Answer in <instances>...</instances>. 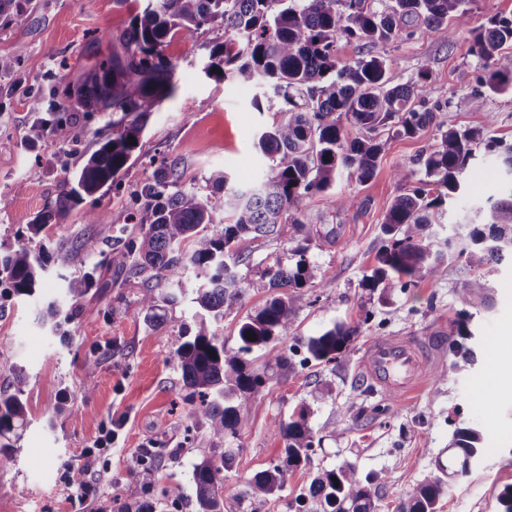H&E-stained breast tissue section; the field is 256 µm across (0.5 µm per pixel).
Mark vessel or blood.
<instances>
[{
    "label": "vessel or blood",
    "instance_id": "1",
    "mask_svg": "<svg viewBox=\"0 0 512 512\" xmlns=\"http://www.w3.org/2000/svg\"><path fill=\"white\" fill-rule=\"evenodd\" d=\"M429 360V349L419 338L381 337L363 355L359 371L384 394L401 399L420 390Z\"/></svg>",
    "mask_w": 512,
    "mask_h": 512
}]
</instances>
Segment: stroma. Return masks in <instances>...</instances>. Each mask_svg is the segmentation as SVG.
Here are the masks:
<instances>
[{
    "label": "stroma",
    "mask_w": 512,
    "mask_h": 512,
    "mask_svg": "<svg viewBox=\"0 0 512 512\" xmlns=\"http://www.w3.org/2000/svg\"><path fill=\"white\" fill-rule=\"evenodd\" d=\"M144 4L94 0L84 9L79 0H33L25 16L0 31V55L25 49L18 73L0 85V248L18 246L19 231L63 191L69 174L96 150L95 129L112 118L108 112L97 114L80 145L55 138L31 145L26 134L35 118L29 108L32 92L40 88L61 94L79 86L111 53L109 33L123 29ZM216 35L206 29L198 40L178 35L164 46V55L176 65L175 91L149 115L120 190L99 197L108 223H85L78 208L66 223L47 224L44 244L88 237L123 252L142 230L130 219L133 192L165 161H178L189 188L204 187L216 168L224 169L237 189L250 188L269 174L271 163L255 140L281 114L268 101L270 89L242 87L203 72L202 44ZM470 46L464 31L450 39L417 30L390 44L394 83L429 74L423 99L435 113L434 125L413 138L384 133L386 150L369 182L356 183L343 171L331 188L305 199L298 219L311 232L308 304L297 315L293 336L274 348L290 353L300 340L336 321L355 325L357 333L332 363L312 361L286 371L267 367L264 352H255L254 366L264 385L235 441L241 465L224 473L225 512H235L246 479L280 456L277 422L302 411L314 434L312 464L287 472L282 490L259 512H292L297 499L307 495L316 469L346 463L361 476L378 479L376 512H396L416 483L434 471L436 460L447 458L453 433L462 427L480 433L483 449L468 474L448 483L439 512H499L498 495L512 484V256L490 265L488 305L466 295L473 273L461 259L444 263L436 277L421 279L408 290L365 285L384 243V215L404 191L394 177L396 166L428 150L442 129L483 127L492 139L512 145V95L489 97L481 111L468 105L481 73ZM462 182L463 196L436 216L439 238H467L475 209L499 197L503 181L497 152L477 147ZM19 183L24 186L20 192L15 189ZM342 192L353 199L345 209L335 205ZM296 244L289 223L281 225L279 237L249 244L237 267L246 291L243 306L217 326L227 349H236L243 317L273 295L263 286L262 271L286 260ZM88 267L95 270L97 286L83 301L85 314L61 334L38 319L49 301L65 299L56 267L48 268L33 296L0 290V389L9 388L14 369H23L29 378L28 423L19 431L17 461L0 470V512H112L118 489L128 503L149 504L153 512H196L192 467L207 447L204 439L186 437L194 406L185 398L175 350L181 326L194 322L197 281L186 275L183 296L165 308V323L153 329L139 311L142 278L126 267L100 265L98 256L77 254L73 270ZM462 312L470 316V335L462 340L473 351L469 358L448 350V335ZM388 336L438 342L431 377L412 397H388L358 373L370 344ZM88 357L99 360L90 378L83 371ZM89 381L95 391L88 398L84 386ZM107 433L110 451L86 458V449ZM156 442L177 449V457L130 471L131 458ZM93 480L99 487L90 502L71 499L69 483Z\"/></svg>",
    "instance_id": "obj_1"
}]
</instances>
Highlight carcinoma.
<instances>
[{
  "mask_svg": "<svg viewBox=\"0 0 512 512\" xmlns=\"http://www.w3.org/2000/svg\"><path fill=\"white\" fill-rule=\"evenodd\" d=\"M31 3L0 0V31L25 15ZM467 4L468 0H147L142 12L112 36V53L74 90L71 105L40 91L30 98L31 110L39 114L28 129L31 144L55 136L78 145L95 113L112 110L122 117L96 131L98 149L77 169L70 188L26 225L21 237L27 243L0 255V285H8L16 295L32 294L49 264L67 268L73 262L70 247L63 243L52 250L41 242L36 249L30 247L47 221L62 223L87 201L85 223H107V214L96 205L97 194L120 187L119 176L131 166L135 149L129 139H139L154 106L174 92L176 65L163 56L162 48L176 34L193 39L205 26L223 31L222 40L209 49L207 75L247 87L265 81L285 114L258 138L261 153L272 165L254 188H229L222 170L210 173L204 191L185 188L174 160L133 192L137 209L131 220L144 230L127 243L125 252L114 255L97 250L93 242L84 243L88 253L101 256V262L127 264L134 274L144 276L138 303L152 328L163 324L158 310L176 301L184 275L191 271L200 279L194 328L179 332L182 342L176 349L183 389L187 397L199 398L195 422L218 453L193 465L198 512H224L223 471L240 463L239 449L224 447V440L237 435L264 385L249 355L264 350L267 363L292 367L290 357L269 346L291 335L306 303L307 247L299 244L293 249L299 256L294 265L278 263L265 269L266 286L278 294L240 324L237 349H224V337L212 330V323L243 305L245 289L236 270L243 244L273 236L288 222L303 233V241H309L297 218L309 194L329 189L342 170L360 184L368 182L385 151L379 129L391 125L396 135L412 138L434 122L435 113L417 108L416 101L429 74L420 73L411 84H391L393 63L386 47L411 34L415 21L430 32L453 36L468 27ZM470 35V51L480 63L481 75L469 103L480 111L488 97L512 94V16H494L471 29ZM342 38L362 42L365 52L341 66L336 43ZM20 63L18 51L0 55V78L14 74ZM348 125L357 130L355 136L349 135ZM483 141V129L449 128L415 165L395 169L397 182L413 188L396 196L385 214L387 239L366 278L371 287L395 280L402 288H413L424 276L435 275L448 257L464 259L475 271L466 291L485 295L483 268L512 251V146L501 154L511 189L476 213L487 230H473L468 246L447 239L441 252L432 249L430 236L424 234L432 224V210L462 192L461 174ZM220 208L229 223L215 219ZM65 282L66 304L52 301L42 314V322L56 331L85 312L82 301L94 285V275L81 271ZM356 331L341 322L301 341L306 352L301 364L335 361ZM247 333L254 339L246 338ZM27 387V376L19 370L9 389L0 391V469L15 463L9 435L26 422ZM276 434L284 443V463L247 479L237 498L241 512H258L257 505L282 489L287 469L312 464L314 435L305 412L296 420L279 421ZM481 442L477 431L456 429L448 445V464L436 461L437 473L420 480L400 502L398 512H438L445 483L467 472ZM377 494L376 479L362 478L351 465L318 470L308 489L314 512H375Z\"/></svg>",
  "mask_w": 512,
  "mask_h": 512,
  "instance_id": "cac0c4a2",
  "label": "carcinoma"
}]
</instances>
